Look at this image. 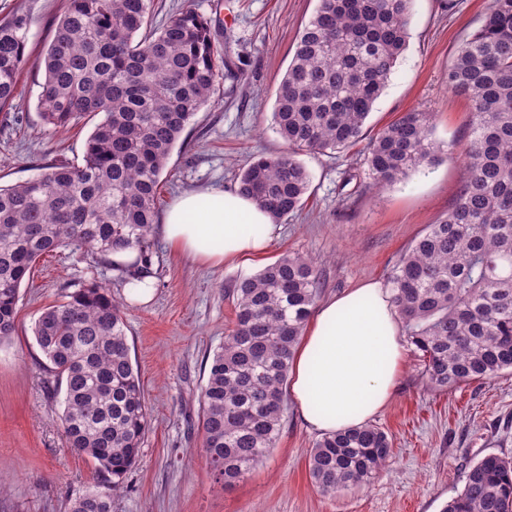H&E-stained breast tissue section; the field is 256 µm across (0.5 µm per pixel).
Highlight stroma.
Wrapping results in <instances>:
<instances>
[{
    "mask_svg": "<svg viewBox=\"0 0 512 512\" xmlns=\"http://www.w3.org/2000/svg\"><path fill=\"white\" fill-rule=\"evenodd\" d=\"M66 0H0V19L31 20L21 96L0 111V184L26 181L43 167L79 163L97 119L67 128L43 123L38 104L43 55ZM485 0H413L407 49L366 121L364 141L343 152L301 154L310 175L302 207L281 219L278 237L250 265H211L155 238L149 303L127 299L110 265L62 250L41 258L22 283L18 333L0 346V512H70L99 479L94 463L67 448L46 388L54 377L33 335L42 311L62 295L97 283L121 302L132 363L144 388L150 426L138 464L112 498V512H442L462 490L466 468L490 453L512 455V372L439 392L407 346L402 375L373 425L393 455L369 486L319 492L309 456L321 435L288 404L275 448L232 489L217 483L200 453L199 395L214 352L235 314L229 291L286 253L310 257L321 298L368 280L387 281L400 255L428 225L447 216L465 168L460 158L472 119L467 95L448 86V64L483 20ZM217 20L227 66L220 91L181 133L161 175L159 211L180 194L232 191L251 156L286 145L272 128L277 88L299 31L318 0H153L155 21L184 7ZM433 113L438 159L405 181L376 190L365 141L403 113ZM454 155H447V148Z\"/></svg>",
    "mask_w": 512,
    "mask_h": 512,
    "instance_id": "stroma-1",
    "label": "stroma"
}]
</instances>
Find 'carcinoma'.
<instances>
[{"label":"carcinoma","instance_id":"1","mask_svg":"<svg viewBox=\"0 0 512 512\" xmlns=\"http://www.w3.org/2000/svg\"><path fill=\"white\" fill-rule=\"evenodd\" d=\"M413 0H318L278 87L275 132L288 148L242 168L237 191L280 220L310 184L297 154L343 151L363 136L408 38ZM31 20H0V110L19 96ZM212 20L193 8L155 24L151 0H68L44 53L39 104L45 124L67 127L102 115L82 163L54 164L0 186V344L18 329L20 287L42 256L70 250L112 265L130 285L154 275L158 188L180 134L215 94L224 57ZM448 86L471 95L466 177L448 215L391 270V301L422 353L434 390L512 371V0H487L480 27L456 49ZM432 113L410 111L366 148L373 184L403 181L433 162ZM132 250L130 263L112 255ZM320 285L315 263L284 255L232 291L235 321L201 388L202 453L224 487L275 447L285 384ZM36 343L62 396L67 446L90 457L100 480L71 512H112V495L137 464L148 430L119 303L82 286L47 308ZM393 453L381 428L364 424L316 442L309 471L334 494L370 484ZM443 512H512V457L469 466Z\"/></svg>","mask_w":512,"mask_h":512}]
</instances>
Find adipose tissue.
Returning <instances> with one entry per match:
<instances>
[{"mask_svg": "<svg viewBox=\"0 0 512 512\" xmlns=\"http://www.w3.org/2000/svg\"><path fill=\"white\" fill-rule=\"evenodd\" d=\"M276 231L269 213L250 198L215 189L181 195L162 225L173 249L213 265L263 256ZM404 364L390 289L370 281L320 303L295 354L288 389L312 430L342 432L387 405Z\"/></svg>", "mask_w": 512, "mask_h": 512, "instance_id": "ef3b65f1", "label": "adipose tissue"}]
</instances>
